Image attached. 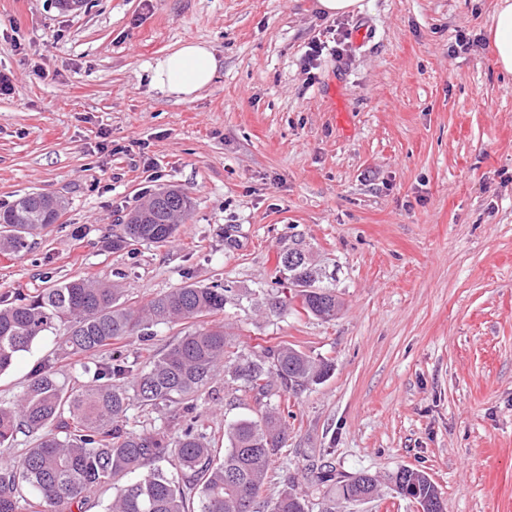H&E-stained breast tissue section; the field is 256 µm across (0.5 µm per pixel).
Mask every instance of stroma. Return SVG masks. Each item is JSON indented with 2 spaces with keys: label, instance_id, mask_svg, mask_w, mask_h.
I'll return each instance as SVG.
<instances>
[{
  "label": "stroma",
  "instance_id": "obj_1",
  "mask_svg": "<svg viewBox=\"0 0 512 512\" xmlns=\"http://www.w3.org/2000/svg\"><path fill=\"white\" fill-rule=\"evenodd\" d=\"M497 0H0V211L65 199L22 256L0 253V298L74 276L119 281L143 303L184 283L234 288V351L287 342L331 362L290 398L288 442L263 501L295 483L320 512L321 463L378 475V496L336 512H420L387 477L424 471L448 512H512V75L486 28ZM367 41L355 38L358 29ZM315 80L300 60L315 41ZM474 44L454 50L457 33ZM221 60L191 101L148 67L180 42ZM189 191L174 242L115 252L107 239L159 189ZM309 251L334 277L335 319L266 314L281 255ZM84 381L47 334L0 375L16 399L42 360ZM253 396L216 380L199 421L223 440Z\"/></svg>",
  "mask_w": 512,
  "mask_h": 512
}]
</instances>
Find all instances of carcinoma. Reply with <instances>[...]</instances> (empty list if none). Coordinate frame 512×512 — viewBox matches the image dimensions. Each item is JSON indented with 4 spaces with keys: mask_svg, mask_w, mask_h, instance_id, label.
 Wrapping results in <instances>:
<instances>
[{
    "mask_svg": "<svg viewBox=\"0 0 512 512\" xmlns=\"http://www.w3.org/2000/svg\"><path fill=\"white\" fill-rule=\"evenodd\" d=\"M65 208V200L41 192L19 197L0 212V253L28 251L34 234L55 223ZM191 208L192 199L182 189L154 193L113 232L112 249L171 242ZM280 273L306 314L336 318V293L304 249L294 247L281 256ZM234 297L233 289L221 284L190 283L133 306L120 285L79 276L0 304V374L35 341L61 327L57 349L76 363L108 354L82 388L42 361L22 394L0 405V445L19 432L32 438L16 464L0 467V512H18L28 492L31 512H83L88 498L106 484L112 497L105 512H261L260 489L288 441L278 407L268 400L298 396L329 377L332 365L285 342L230 359L224 322L215 316ZM197 320L202 324L159 353L131 360L115 346L131 336L145 338L153 325ZM221 373L265 406L259 419L241 418L228 426L222 450L197 415L201 391ZM172 402L182 404L184 417L175 439L160 428L137 431L125 424L135 403ZM318 480L329 487L324 512H336L338 496L346 501L359 493L371 497L381 485L378 476L366 472L338 481L329 464L320 466ZM390 483L423 512H446L441 492L424 471L400 467ZM268 508L308 512L291 482Z\"/></svg>",
    "mask_w": 512,
    "mask_h": 512,
    "instance_id": "1",
    "label": "carcinoma"
}]
</instances>
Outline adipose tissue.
<instances>
[{
	"label": "adipose tissue",
	"instance_id": "ef3b65f1",
	"mask_svg": "<svg viewBox=\"0 0 512 512\" xmlns=\"http://www.w3.org/2000/svg\"><path fill=\"white\" fill-rule=\"evenodd\" d=\"M491 48L499 68L512 74V0H499L489 27ZM220 61L206 43L183 42L150 68V83L180 101L194 99L215 80Z\"/></svg>",
	"mask_w": 512,
	"mask_h": 512
}]
</instances>
